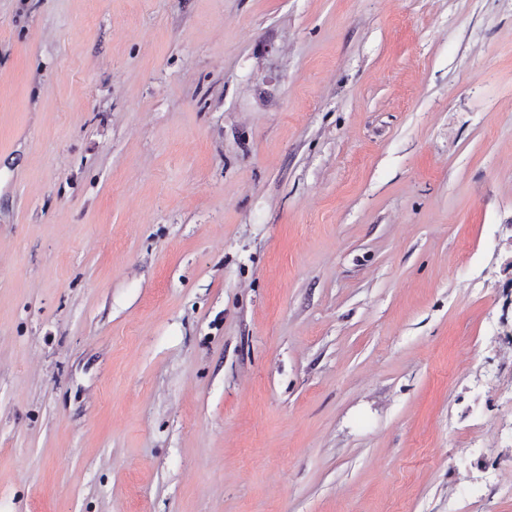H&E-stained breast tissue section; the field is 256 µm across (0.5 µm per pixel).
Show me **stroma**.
Masks as SVG:
<instances>
[{
    "label": "stroma",
    "instance_id": "obj_1",
    "mask_svg": "<svg viewBox=\"0 0 512 512\" xmlns=\"http://www.w3.org/2000/svg\"><path fill=\"white\" fill-rule=\"evenodd\" d=\"M0 512H512V0H0Z\"/></svg>",
    "mask_w": 512,
    "mask_h": 512
}]
</instances>
